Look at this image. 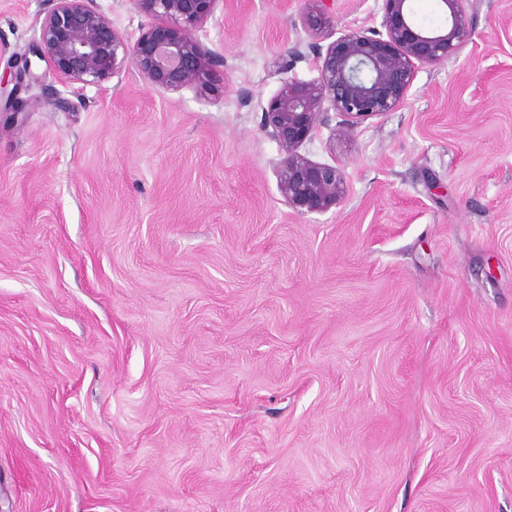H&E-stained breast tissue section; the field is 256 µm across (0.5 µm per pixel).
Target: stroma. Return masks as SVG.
<instances>
[{
  "instance_id": "obj_1",
  "label": "stroma",
  "mask_w": 512,
  "mask_h": 512,
  "mask_svg": "<svg viewBox=\"0 0 512 512\" xmlns=\"http://www.w3.org/2000/svg\"><path fill=\"white\" fill-rule=\"evenodd\" d=\"M53 0H0V75ZM381 0H219L215 91L76 89L0 114V512H512V0L401 108L300 149L262 109ZM324 0H305L303 1L302 17L304 27L314 32L319 31L326 23L324 12L321 5Z\"/></svg>"
}]
</instances>
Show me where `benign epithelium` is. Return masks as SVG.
I'll return each instance as SVG.
<instances>
[{"mask_svg": "<svg viewBox=\"0 0 512 512\" xmlns=\"http://www.w3.org/2000/svg\"><path fill=\"white\" fill-rule=\"evenodd\" d=\"M219 0H132L150 19L131 40L93 0H54L41 21L30 52L47 60L66 84L99 85L133 70L151 87L171 92L211 88L222 55L204 46L197 32L213 15ZM323 0H304V27L325 24ZM410 0H382L383 30L344 33L314 62L313 81H284L262 112V127L286 157L278 170L279 189L288 205L324 212L345 192L334 165L312 162L298 149L312 138L329 113L342 117L350 132L366 120L393 112L408 95L418 69L459 53L472 40L468 0H439L449 11L442 32H428L411 17Z\"/></svg>", "mask_w": 512, "mask_h": 512, "instance_id": "1", "label": "benign epithelium"}]
</instances>
